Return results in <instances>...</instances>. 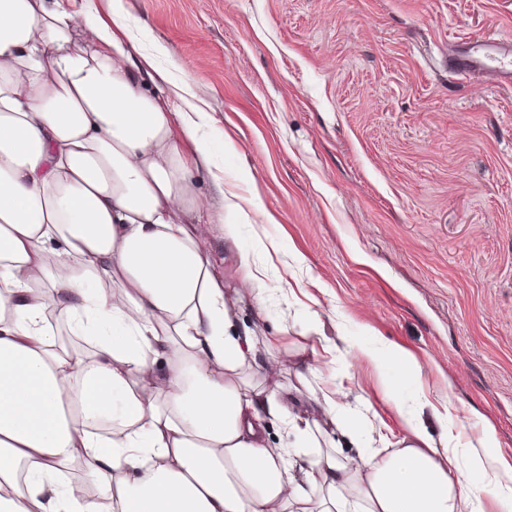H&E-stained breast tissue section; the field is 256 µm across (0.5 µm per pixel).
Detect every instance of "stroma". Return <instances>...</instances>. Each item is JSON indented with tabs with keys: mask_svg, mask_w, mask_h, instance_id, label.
I'll list each match as a JSON object with an SVG mask.
<instances>
[{
	"mask_svg": "<svg viewBox=\"0 0 512 512\" xmlns=\"http://www.w3.org/2000/svg\"><path fill=\"white\" fill-rule=\"evenodd\" d=\"M140 52L209 106L223 192L245 210L204 245L239 323L278 359L254 384L299 386L312 320L323 389L379 457L416 407L456 443L492 426L512 460V86L461 74L462 39L512 36V0H122ZM415 355L397 397L366 353Z\"/></svg>",
	"mask_w": 512,
	"mask_h": 512,
	"instance_id": "stroma-1",
	"label": "stroma"
}]
</instances>
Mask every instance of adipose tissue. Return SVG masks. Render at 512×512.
I'll return each instance as SVG.
<instances>
[{
    "mask_svg": "<svg viewBox=\"0 0 512 512\" xmlns=\"http://www.w3.org/2000/svg\"><path fill=\"white\" fill-rule=\"evenodd\" d=\"M91 31L82 39V31ZM120 9L0 0V512H512L493 433L459 448L413 421L387 460L300 359L310 411L246 373L269 340L202 242L214 211L192 179L217 165L192 85L135 61ZM392 386L406 350L369 351ZM302 436L308 464L269 447L263 417ZM80 467L92 493L60 476Z\"/></svg>",
    "mask_w": 512,
    "mask_h": 512,
    "instance_id": "1",
    "label": "adipose tissue"
}]
</instances>
